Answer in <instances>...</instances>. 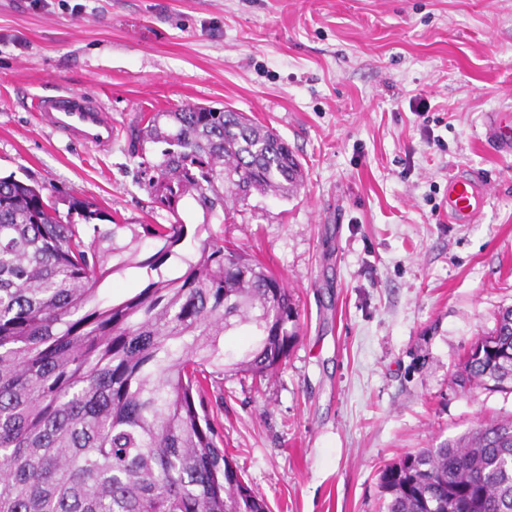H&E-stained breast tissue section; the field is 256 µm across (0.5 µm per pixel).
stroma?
Instances as JSON below:
<instances>
[{
    "label": "stroma",
    "instance_id": "35a3bbf8",
    "mask_svg": "<svg viewBox=\"0 0 512 512\" xmlns=\"http://www.w3.org/2000/svg\"><path fill=\"white\" fill-rule=\"evenodd\" d=\"M77 91L108 109L107 149L68 141L31 109ZM273 128L305 176L252 196L249 224L194 200L164 275L209 232L291 291L299 337L265 383L209 384L224 451L269 512H378L381 470L486 419L512 390L453 381L512 307V156L484 139L512 111V0H0V176L74 196L121 224H166L139 185L130 131L181 105ZM490 192L448 221L452 176Z\"/></svg>",
    "mask_w": 512,
    "mask_h": 512
}]
</instances>
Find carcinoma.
Returning a JSON list of instances; mask_svg holds the SVG:
<instances>
[{
    "mask_svg": "<svg viewBox=\"0 0 512 512\" xmlns=\"http://www.w3.org/2000/svg\"><path fill=\"white\" fill-rule=\"evenodd\" d=\"M145 190L168 224H119L79 198L61 215L44 186L0 177V512H268L220 447L203 383L278 372L299 336L293 295L261 261L210 234L182 275L161 267L185 236L181 202L202 227L246 222L250 197L288 199L300 163L274 130L242 112L186 105L141 116ZM85 222L108 221L79 229ZM158 247L141 259L140 245ZM154 271L113 302L104 279ZM243 332L251 345L224 347ZM512 383V308L455 377ZM381 512H512V419H492L380 474Z\"/></svg>",
    "mask_w": 512,
    "mask_h": 512,
    "instance_id": "cac0c4a2",
    "label": "carcinoma"
}]
</instances>
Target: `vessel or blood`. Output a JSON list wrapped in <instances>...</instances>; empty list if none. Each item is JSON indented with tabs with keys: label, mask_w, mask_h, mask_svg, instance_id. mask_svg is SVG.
Here are the masks:
<instances>
[{
	"label": "vessel or blood",
	"mask_w": 512,
	"mask_h": 512,
	"mask_svg": "<svg viewBox=\"0 0 512 512\" xmlns=\"http://www.w3.org/2000/svg\"><path fill=\"white\" fill-rule=\"evenodd\" d=\"M33 111L43 113L56 133L99 147L109 146L114 128L106 109L96 100L78 92L38 96ZM485 138L498 151H512V113L494 112L485 123ZM488 194L483 184L467 177L448 180L447 213L452 224H469L480 215Z\"/></svg>",
	"instance_id": "1"
}]
</instances>
